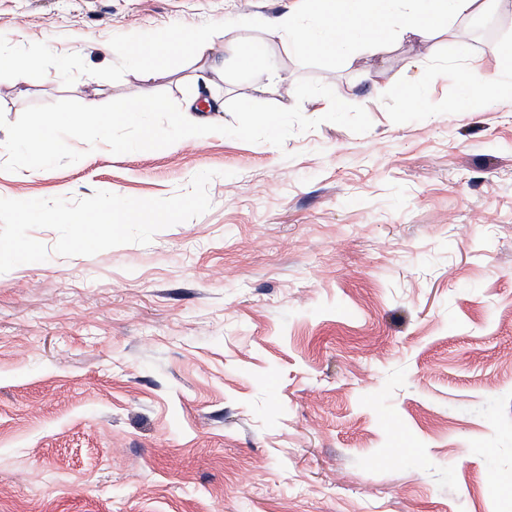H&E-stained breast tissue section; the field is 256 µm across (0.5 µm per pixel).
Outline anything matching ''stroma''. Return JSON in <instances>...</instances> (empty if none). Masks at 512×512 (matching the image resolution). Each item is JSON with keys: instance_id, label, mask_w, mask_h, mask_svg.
Listing matches in <instances>:
<instances>
[{"instance_id": "1", "label": "stroma", "mask_w": 512, "mask_h": 512, "mask_svg": "<svg viewBox=\"0 0 512 512\" xmlns=\"http://www.w3.org/2000/svg\"><path fill=\"white\" fill-rule=\"evenodd\" d=\"M294 0H0V110L156 92L282 105L311 78L365 108L283 147L220 134L105 144L0 170V198H169L210 209L93 256L0 273V512H512V95L457 111L472 66L512 75V0L386 29L385 53H284ZM223 68L199 78L187 34ZM461 52L449 54V42ZM264 45V54L254 52ZM158 50L141 80L131 53ZM38 58L18 82L8 56Z\"/></svg>"}]
</instances>
